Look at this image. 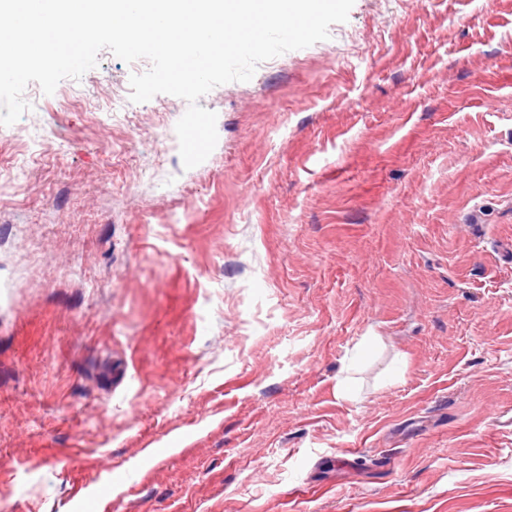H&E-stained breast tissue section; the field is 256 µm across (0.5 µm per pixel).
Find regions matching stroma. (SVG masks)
<instances>
[{"mask_svg":"<svg viewBox=\"0 0 512 512\" xmlns=\"http://www.w3.org/2000/svg\"><path fill=\"white\" fill-rule=\"evenodd\" d=\"M329 33L200 98L191 169L148 60L27 86L0 512H512V0Z\"/></svg>","mask_w":512,"mask_h":512,"instance_id":"35a3bbf8","label":"stroma"}]
</instances>
